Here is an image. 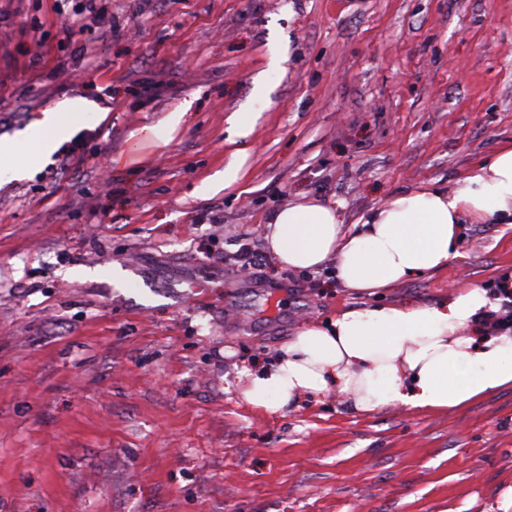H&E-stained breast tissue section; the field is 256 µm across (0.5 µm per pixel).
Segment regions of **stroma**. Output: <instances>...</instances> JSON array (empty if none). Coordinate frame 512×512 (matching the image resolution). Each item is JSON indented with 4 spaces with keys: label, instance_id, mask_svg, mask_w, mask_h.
<instances>
[{
    "label": "stroma",
    "instance_id": "35a3bbf8",
    "mask_svg": "<svg viewBox=\"0 0 512 512\" xmlns=\"http://www.w3.org/2000/svg\"><path fill=\"white\" fill-rule=\"evenodd\" d=\"M82 5L0 0V141L34 166L0 184V512H492L512 388L439 415L336 392L268 414L242 390L309 323L512 277L498 224L371 297L264 238L286 202L350 226L511 144L512 0ZM76 98L39 161L43 112ZM89 107L86 100L74 99L63 111L52 108L43 112L39 124L45 131V136L37 145L38 152L44 156L51 155L65 140L70 130L84 120Z\"/></svg>",
    "mask_w": 512,
    "mask_h": 512
}]
</instances>
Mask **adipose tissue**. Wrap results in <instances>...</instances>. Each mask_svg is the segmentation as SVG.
<instances>
[{"label": "adipose tissue", "mask_w": 512, "mask_h": 512, "mask_svg": "<svg viewBox=\"0 0 512 512\" xmlns=\"http://www.w3.org/2000/svg\"><path fill=\"white\" fill-rule=\"evenodd\" d=\"M88 109L75 99L66 109L46 110L39 153L51 155ZM463 224H512V144L475 164L455 190L395 194L350 230L332 207L288 202L269 219L266 243L283 265L313 270L332 263L342 287L370 294L445 270L458 256ZM500 310V299L477 286L454 289L436 304L343 310L326 324L305 326L276 364L250 373L243 397L267 413L335 391L359 412L464 408L512 387V330L483 331Z\"/></svg>", "instance_id": "adipose-tissue-1"}]
</instances>
